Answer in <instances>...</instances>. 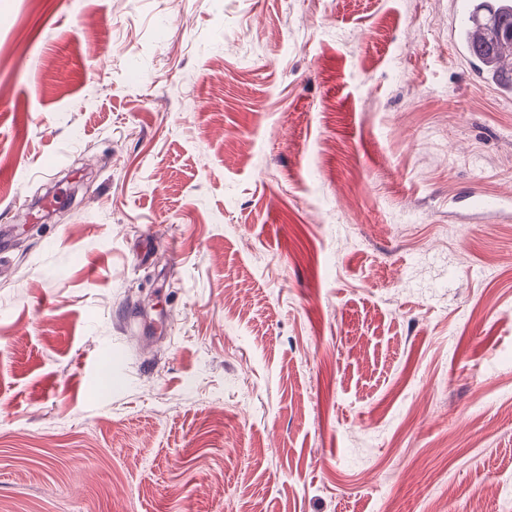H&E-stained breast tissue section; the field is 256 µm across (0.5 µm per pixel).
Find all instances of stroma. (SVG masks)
<instances>
[{"label": "stroma", "instance_id": "35a3bbf8", "mask_svg": "<svg viewBox=\"0 0 512 512\" xmlns=\"http://www.w3.org/2000/svg\"><path fill=\"white\" fill-rule=\"evenodd\" d=\"M451 5L0 0V512H512Z\"/></svg>", "mask_w": 512, "mask_h": 512}]
</instances>
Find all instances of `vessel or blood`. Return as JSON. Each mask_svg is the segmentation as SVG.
Instances as JSON below:
<instances>
[{
    "instance_id": "b4317fda",
    "label": "vessel or blood",
    "mask_w": 512,
    "mask_h": 512,
    "mask_svg": "<svg viewBox=\"0 0 512 512\" xmlns=\"http://www.w3.org/2000/svg\"><path fill=\"white\" fill-rule=\"evenodd\" d=\"M512 12V0H454V11L448 28L452 44L464 45L474 72L493 73L497 67L493 56L484 54L478 43L479 20L482 15Z\"/></svg>"
}]
</instances>
